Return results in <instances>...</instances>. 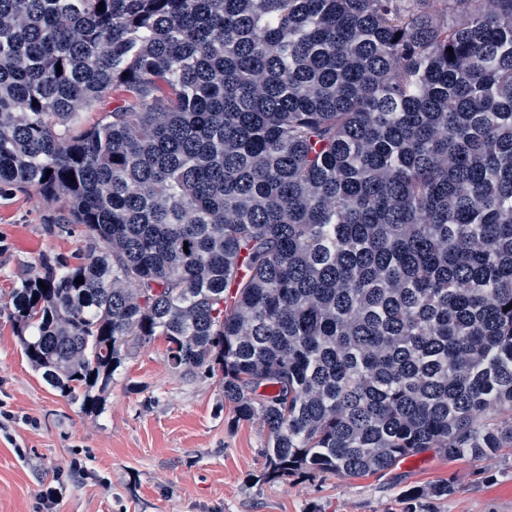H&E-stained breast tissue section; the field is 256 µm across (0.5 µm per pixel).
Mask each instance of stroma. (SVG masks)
Returning a JSON list of instances; mask_svg holds the SVG:
<instances>
[{
	"label": "stroma",
	"mask_w": 512,
	"mask_h": 512,
	"mask_svg": "<svg viewBox=\"0 0 512 512\" xmlns=\"http://www.w3.org/2000/svg\"><path fill=\"white\" fill-rule=\"evenodd\" d=\"M32 191L0 195V512H403V493L440 480L455 490L424 512H512V448L479 461L436 449L352 478L267 479L269 432L225 401L219 375L172 369L163 341L131 349L93 412L52 389L15 334L11 296L43 255L72 260L81 229Z\"/></svg>",
	"instance_id": "35a3bbf8"
}]
</instances>
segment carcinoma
Returning <instances> with one entry per match:
<instances>
[{
	"instance_id": "obj_1",
	"label": "carcinoma",
	"mask_w": 512,
	"mask_h": 512,
	"mask_svg": "<svg viewBox=\"0 0 512 512\" xmlns=\"http://www.w3.org/2000/svg\"><path fill=\"white\" fill-rule=\"evenodd\" d=\"M476 2L0 0V189L89 241L13 292L31 366L92 412L161 338L273 479L512 445V0Z\"/></svg>"
}]
</instances>
